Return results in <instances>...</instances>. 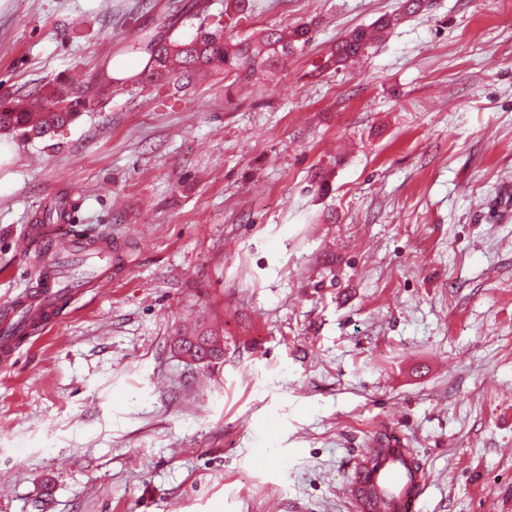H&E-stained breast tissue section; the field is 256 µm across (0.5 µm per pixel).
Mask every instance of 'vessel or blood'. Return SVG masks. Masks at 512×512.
Here are the masks:
<instances>
[{
    "label": "vessel or blood",
    "instance_id": "vessel-or-blood-1",
    "mask_svg": "<svg viewBox=\"0 0 512 512\" xmlns=\"http://www.w3.org/2000/svg\"><path fill=\"white\" fill-rule=\"evenodd\" d=\"M56 223L38 226L48 252L78 256L95 252L102 261L94 287L103 288L111 282L108 261L110 248L91 249L87 240L72 233L70 206L60 201L55 205ZM80 281L63 282L60 274L41 278L29 303L10 304L0 309V364L10 365L22 339L30 337L35 327L52 322L61 308L75 302L81 292ZM427 474L402 437L392 433H375L366 448L361 449L353 465V476L344 488L354 512H420Z\"/></svg>",
    "mask_w": 512,
    "mask_h": 512
}]
</instances>
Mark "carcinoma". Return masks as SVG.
I'll list each match as a JSON object with an SVG mask.
<instances>
[{
	"instance_id": "carcinoma-1",
	"label": "carcinoma",
	"mask_w": 512,
	"mask_h": 512,
	"mask_svg": "<svg viewBox=\"0 0 512 512\" xmlns=\"http://www.w3.org/2000/svg\"><path fill=\"white\" fill-rule=\"evenodd\" d=\"M425 0H402L400 12L377 18L365 28H356L336 42L326 64L344 67L363 56L373 41L382 37L407 15L421 11ZM249 0H226L225 15L229 20H241L248 13ZM312 39L311 27L299 24L288 29H267L254 37L238 42L224 41L221 31L200 30L190 39L169 38L159 40L141 31L127 42L125 52L150 54L151 65L146 77L162 79L169 75L190 77L203 69H222L242 77L254 76L256 61L273 67L276 62L304 49ZM93 96L68 84L51 82L27 103L0 99V132L14 133L25 139H43L69 125L80 113L91 106ZM209 347L194 344L195 336L184 335L177 339L181 353L196 350L200 358L217 360L224 355L223 337L213 332L204 333Z\"/></svg>"
}]
</instances>
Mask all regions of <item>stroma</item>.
I'll return each instance as SVG.
<instances>
[{"label": "stroma", "mask_w": 512, "mask_h": 512, "mask_svg": "<svg viewBox=\"0 0 512 512\" xmlns=\"http://www.w3.org/2000/svg\"><path fill=\"white\" fill-rule=\"evenodd\" d=\"M225 38L308 24L250 82H113L56 135L0 134V303L61 197L112 241L88 290L0 367V512H353L375 428L426 468L424 512H512V0H252ZM225 0H0V98L95 86L137 29ZM224 338L203 366L174 345ZM425 0H403L399 13L377 18L365 28H356L348 32L336 42L326 61V66L332 64L338 70L349 62H354L364 56L365 51L373 41L382 37L389 29L397 25L406 15H414L421 11ZM204 336V339H209V347L203 348L202 346L195 345L193 340L197 337ZM222 341V343H220ZM223 337L217 336L215 333H198L197 335H184L180 336L175 345L177 350L183 354L184 352H190L193 347L196 348V354H200V359H205L206 357L210 358L207 364L211 363L213 360L220 359L224 355V343Z\"/></svg>", "instance_id": "35a3bbf8"}]
</instances>
